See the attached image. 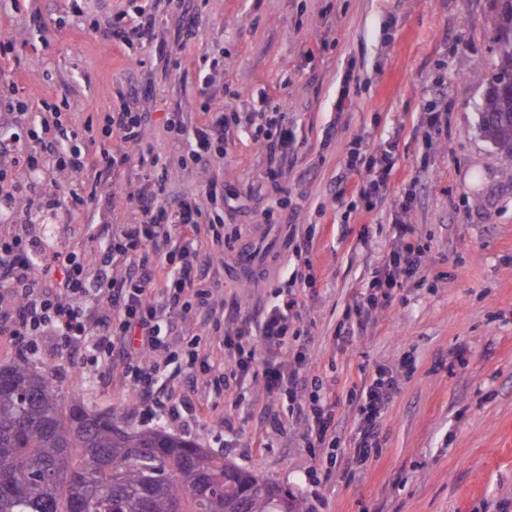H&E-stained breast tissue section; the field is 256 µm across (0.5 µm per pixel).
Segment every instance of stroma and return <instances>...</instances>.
Masks as SVG:
<instances>
[{
	"label": "stroma",
	"mask_w": 512,
	"mask_h": 512,
	"mask_svg": "<svg viewBox=\"0 0 512 512\" xmlns=\"http://www.w3.org/2000/svg\"><path fill=\"white\" fill-rule=\"evenodd\" d=\"M186 6L194 39L159 0L157 40L125 48L95 27L128 0H0V31L14 39L0 76L31 113L48 99L61 103L62 121L93 119L85 138L93 151L106 142L105 113L133 102L149 116L144 148L179 166L170 196L202 198L212 178L238 190L223 210L224 235L235 245L214 260L224 298L250 315L277 303V286L292 281L297 336L288 359L331 393L341 451L330 467L324 449L306 448L305 421L261 380L238 385L241 408H206L185 426L148 414L119 371L86 374L45 338L38 358L56 366L63 398L78 389L130 427L159 425L195 440L301 493L313 512H512V180L478 126L487 86L469 77L494 57L497 0ZM431 102L447 112V132L427 126ZM224 105L244 115L286 109L295 140L276 181L244 126L225 131L223 157L206 168L190 162L186 137L166 129L167 113H182L191 128L205 107ZM357 145L370 155L389 149L394 161L369 212L358 204L365 173L346 168ZM143 185L139 164L114 173L99 204L70 211L56 233L133 222L127 196ZM402 222L426 265L390 301L365 305ZM308 236L305 258L296 250ZM342 323L350 341L336 334ZM379 367L392 370L398 390L378 421L381 454L360 466L350 461L358 414L347 392ZM268 415L279 417L282 432H267Z\"/></svg>",
	"instance_id": "1"
}]
</instances>
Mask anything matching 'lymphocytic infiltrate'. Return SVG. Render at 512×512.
I'll use <instances>...</instances> for the list:
<instances>
[{
  "mask_svg": "<svg viewBox=\"0 0 512 512\" xmlns=\"http://www.w3.org/2000/svg\"><path fill=\"white\" fill-rule=\"evenodd\" d=\"M100 35L126 45H151L156 39L155 16L146 6H135L131 21L116 17ZM239 120L229 106L206 112L192 130L193 159L212 161L220 156L225 125ZM146 122V113L126 105L106 113L103 132L115 145L93 155L79 143L81 132L91 130V122L66 126L59 112H37L28 139L0 143V334L13 336L26 356L36 355L39 340L49 336L60 354L77 358L94 371L120 368L148 411L187 421L197 415L194 401L186 396L170 406L161 395L155 357L167 349L159 323L175 322L193 308L207 328L219 313L239 320L236 333L207 345L196 336L183 341L171 354L185 372L192 374L203 366L223 373L228 381L259 376L268 390L296 398L298 370L288 362L271 361L266 351L271 344L287 347L291 302L243 320L238 304L223 301L222 283L209 273L215 256L224 251L219 221L205 219L195 198L166 196L171 165L160 156L138 159L154 190L132 194L137 223L106 224L99 230L91 224L82 226V234H100L103 244L96 254L74 243L51 247L37 225L26 219L15 221V214L21 212L26 215L45 207L67 211L96 202L102 178L133 159L130 149L141 142ZM252 135L266 154L269 176H276L294 140L286 111L276 109L272 120L254 125ZM346 166L351 171L366 169L369 182L364 196L370 201L387 183L392 155L385 150L366 161L356 148ZM411 235L410 225H400L370 284V305L391 299L399 277L413 276L423 267L424 250ZM395 390L391 371L380 368L368 385L351 392L358 409L352 450L357 463L378 456V419ZM300 413L310 426L307 447L328 449L326 461L335 463L339 436L326 395L310 392Z\"/></svg>",
  "mask_w": 512,
  "mask_h": 512,
  "instance_id": "1",
  "label": "lymphocytic infiltrate"
}]
</instances>
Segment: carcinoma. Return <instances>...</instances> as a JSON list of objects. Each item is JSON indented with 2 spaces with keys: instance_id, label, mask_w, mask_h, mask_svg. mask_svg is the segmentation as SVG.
Returning a JSON list of instances; mask_svg holds the SVG:
<instances>
[{
  "instance_id": "obj_1",
  "label": "carcinoma",
  "mask_w": 512,
  "mask_h": 512,
  "mask_svg": "<svg viewBox=\"0 0 512 512\" xmlns=\"http://www.w3.org/2000/svg\"><path fill=\"white\" fill-rule=\"evenodd\" d=\"M499 64L480 129L512 177V0H500ZM44 362L0 364V512H309L303 498L165 428L119 425Z\"/></svg>"
}]
</instances>
